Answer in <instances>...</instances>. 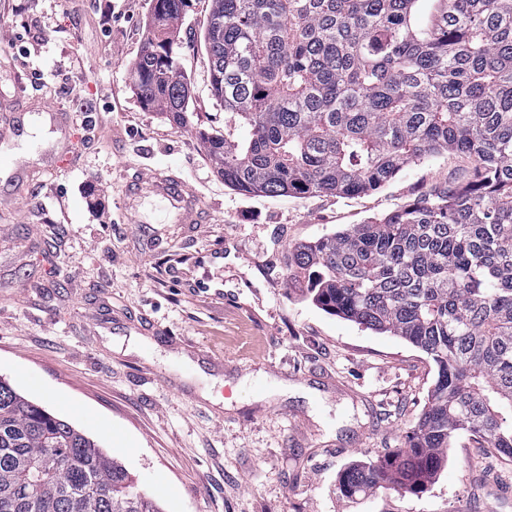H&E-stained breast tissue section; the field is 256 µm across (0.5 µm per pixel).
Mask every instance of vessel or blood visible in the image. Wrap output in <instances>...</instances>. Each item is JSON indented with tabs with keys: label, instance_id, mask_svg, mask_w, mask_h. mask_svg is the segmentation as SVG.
<instances>
[{
	"label": "vessel or blood",
	"instance_id": "b4317fda",
	"mask_svg": "<svg viewBox=\"0 0 512 512\" xmlns=\"http://www.w3.org/2000/svg\"><path fill=\"white\" fill-rule=\"evenodd\" d=\"M123 205L130 214H137L143 198L159 200L167 212L173 213L176 223L203 224L206 213L196 193L174 174L154 172L151 177L142 173L123 174Z\"/></svg>",
	"mask_w": 512,
	"mask_h": 512
}]
</instances>
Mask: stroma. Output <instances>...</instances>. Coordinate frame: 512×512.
I'll return each instance as SVG.
<instances>
[{"mask_svg":"<svg viewBox=\"0 0 512 512\" xmlns=\"http://www.w3.org/2000/svg\"><path fill=\"white\" fill-rule=\"evenodd\" d=\"M176 32L190 122L145 111L129 74L150 0H0V115L51 105L81 124L43 153L0 142V375L98 441L163 512H512V462L459 435L420 495L336 489L351 462L404 447L435 380L412 344L331 315L288 285V247L462 181L454 155L354 197L244 195L196 136L224 134L202 33ZM171 169L205 224L121 208L125 169Z\"/></svg>","mask_w":512,"mask_h":512,"instance_id":"35a3bbf8","label":"stroma"}]
</instances>
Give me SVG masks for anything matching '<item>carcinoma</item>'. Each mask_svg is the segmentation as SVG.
Instances as JSON below:
<instances>
[{
    "label": "carcinoma",
    "instance_id": "cac0c4a2",
    "mask_svg": "<svg viewBox=\"0 0 512 512\" xmlns=\"http://www.w3.org/2000/svg\"><path fill=\"white\" fill-rule=\"evenodd\" d=\"M211 2L203 43L224 136L197 134L224 185L346 197L425 157L472 163L463 185L287 253L288 281L316 306L436 369L406 447L350 464L340 491L420 493L461 433L512 462V0H439L426 28L420 0ZM185 6L152 0L130 73L142 107L179 126ZM0 512L162 509L96 440L0 378Z\"/></svg>",
    "mask_w": 512,
    "mask_h": 512
}]
</instances>
